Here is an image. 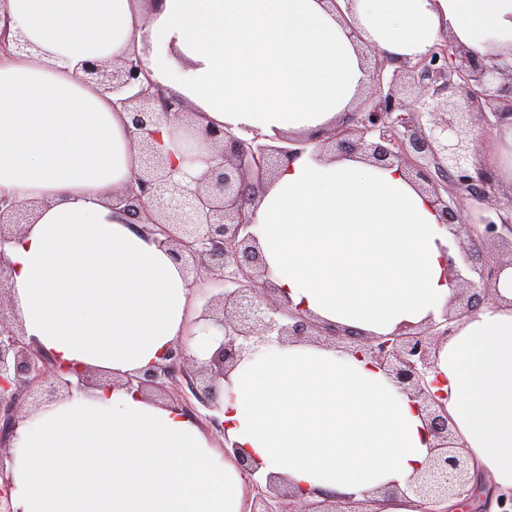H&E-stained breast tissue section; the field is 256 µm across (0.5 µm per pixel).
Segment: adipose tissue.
<instances>
[{"label": "adipose tissue", "mask_w": 512, "mask_h": 512, "mask_svg": "<svg viewBox=\"0 0 512 512\" xmlns=\"http://www.w3.org/2000/svg\"><path fill=\"white\" fill-rule=\"evenodd\" d=\"M0 56V196L37 202L6 254L15 315L56 361L119 379L162 362L182 335L180 265L108 194L137 160L129 117L82 81L87 60L139 56L166 95L238 131L333 125L367 83L361 42L404 61L445 31L482 55L512 51V0H6ZM293 307L330 324L387 334L440 316L444 275L430 198L398 169L356 157L283 167L253 227ZM506 302L443 344L448 414L496 496L512 494V273ZM221 387L230 442L294 488L337 500L407 487L429 444L414 403L370 359L303 343L270 344ZM5 468L19 512H244L234 458L218 459L177 408L104 384L44 406Z\"/></svg>", "instance_id": "ef3b65f1"}]
</instances>
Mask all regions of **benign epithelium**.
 <instances>
[{
    "instance_id": "benign-epithelium-1",
    "label": "benign epithelium",
    "mask_w": 512,
    "mask_h": 512,
    "mask_svg": "<svg viewBox=\"0 0 512 512\" xmlns=\"http://www.w3.org/2000/svg\"><path fill=\"white\" fill-rule=\"evenodd\" d=\"M395 60L375 56L368 91L357 109L330 129L309 134L250 131L243 138L223 125H197V113L167 96L150 78L139 57L82 62L80 78L113 97V107L132 116V148L138 158L125 189L112 193V208L146 225L159 247L199 277L207 271L224 282L223 292L204 301L195 323L200 332L222 333L210 359L200 362L177 344L164 361L143 373L127 375L118 386L146 394L175 382L181 366L196 367L202 399L212 411L209 426L223 436L217 383H231L239 361L260 346L311 342L317 336L369 358L399 389L418 402L432 438L423 471L409 485L417 512H489L483 487L470 485V456L453 431L448 394L437 371L439 346L460 322L500 300L497 287L512 269V202H497L494 172L477 162V128L492 131L512 120V53L482 57L453 37L402 69ZM169 126L171 148L158 147L161 123ZM358 155L383 169L398 168L425 184L440 219L457 241L446 274L453 300L436 320L403 324L387 335H363L318 321L289 304L271 301L276 287L263 252L250 228L255 200L279 170L304 155L318 160L327 152ZM206 164L199 175L187 170ZM20 205L0 197V443L19 425L18 405L47 385L64 399L85 387L65 378L69 369L34 340L26 338L15 315L5 312L12 268L5 244L26 229L13 222ZM234 457L249 490V512H380L379 500L367 498L342 506L311 501L307 489L280 491L278 481L254 479L258 466L238 446L224 448ZM12 477L0 466V512L12 507Z\"/></svg>"
}]
</instances>
